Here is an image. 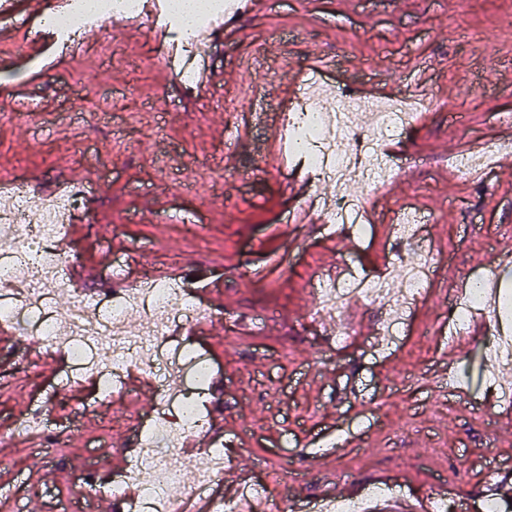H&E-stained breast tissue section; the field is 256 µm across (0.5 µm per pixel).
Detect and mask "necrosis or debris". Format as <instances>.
Returning a JSON list of instances; mask_svg holds the SVG:
<instances>
[{
    "label": "necrosis or debris",
    "mask_w": 512,
    "mask_h": 512,
    "mask_svg": "<svg viewBox=\"0 0 512 512\" xmlns=\"http://www.w3.org/2000/svg\"><path fill=\"white\" fill-rule=\"evenodd\" d=\"M315 84V79H306L287 107L288 151L318 178L336 184L334 193L320 205L319 219L357 233L367 202L348 192L350 172H357L373 188L399 174L396 160L379 145L414 125L417 115L433 109L435 101L404 86L379 101L342 85L320 94ZM30 193L23 179L0 180V223L10 228L13 245L11 251L0 252V322L29 332V350L34 356L66 352L69 382L90 380L122 393L127 389L128 370L135 365L156 392L153 409L137 421L133 444L138 454L132 463L111 480L102 477L99 464H90L87 474L72 480L70 493L83 494L89 480L97 477L107 491L120 493L123 512H180L178 501L166 490L183 481L186 469L194 471L188 486L194 495L206 491L224 470L220 447L207 449V462L198 468L189 460L180 467L168 462L170 451L193 441L210 426L208 415L194 417L190 410L206 406L215 360L189 331L212 320L214 310L193 294L190 280L177 275L139 276L123 287H108L93 296L79 289L70 273L74 259L66 232L74 215L89 210L88 186L79 180L66 182L35 203ZM430 221V214L413 206L402 207L392 216L394 246L416 243L419 263L406 267L392 260L374 273L316 278L314 315L334 323L333 347L350 342L351 328L344 311L358 299L376 302L386 311L381 347L388 349L400 342L411 311L433 276L432 249L423 235ZM56 289L68 290L71 297L61 317L50 310V293ZM134 310L144 318L135 335L125 327L128 313ZM173 368L183 373V387L177 391L162 380L163 372Z\"/></svg>",
    "instance_id": "obj_1"
}]
</instances>
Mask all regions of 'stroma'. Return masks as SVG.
<instances>
[{"label": "stroma", "instance_id": "stroma-1", "mask_svg": "<svg viewBox=\"0 0 512 512\" xmlns=\"http://www.w3.org/2000/svg\"><path fill=\"white\" fill-rule=\"evenodd\" d=\"M65 4L38 0L34 11L0 13V30L12 34L0 41V174L47 185L92 178L94 227L73 244L83 267L176 261L184 273L212 278L221 312L200 340L223 374L224 396L210 414L224 426L228 470L251 471L276 512H317L326 482L369 493L394 474L406 484L372 495L370 512H410L442 481L464 494L466 512H480L490 495L486 459L512 463V427L494 424L507 408L491 391L486 341L463 351L455 370L478 404L474 414L457 411L434 383L449 370V291L487 268L498 243L512 250V120H500L512 116V0H267L239 19L235 39L198 57L223 72L219 91L181 86L177 68L153 55L149 24L137 36L120 22L89 26L75 58L62 47L30 51L26 41L42 32L44 12ZM104 44L113 57H102ZM318 61L338 83L394 87L423 78L441 102L400 140L382 142L385 151L407 149L397 178L378 190L351 180V194L372 209L361 237L338 224L291 223L280 189L292 170L266 150L274 102ZM77 68L96 81L88 105L118 96L122 111L77 119ZM221 91L236 112L213 106ZM482 153L496 161L484 182L456 165ZM195 174L205 192L183 190ZM406 201L434 215L426 234L436 279L411 319L423 335L377 349L385 312L360 301L346 310L356 336L326 350L309 324L313 279L344 262H384L388 216ZM27 344L20 333L0 344V428L58 387L67 407L47 417L64 432L55 453L19 444L0 454V483L10 486L0 512H93L68 498L74 466H126V432L112 431L101 447L92 438L117 407L136 416L149 410L154 390L93 401L91 384H67L62 355L35 359ZM348 431L360 434L358 446H340ZM47 471L55 479L48 489L40 483Z\"/></svg>", "mask_w": 512, "mask_h": 512}]
</instances>
